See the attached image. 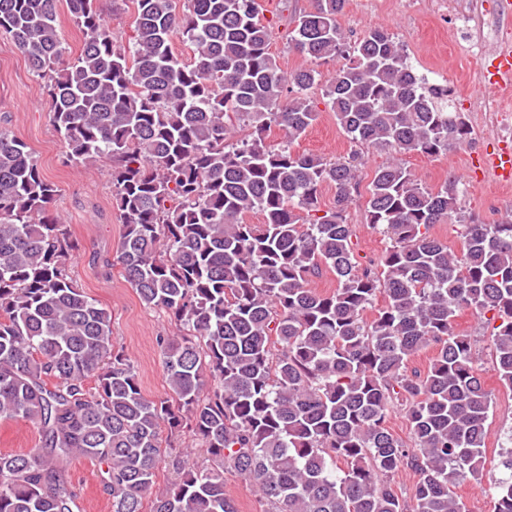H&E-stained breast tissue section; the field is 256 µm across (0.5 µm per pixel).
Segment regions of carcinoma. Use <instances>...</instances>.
I'll return each mask as SVG.
<instances>
[{"mask_svg": "<svg viewBox=\"0 0 512 512\" xmlns=\"http://www.w3.org/2000/svg\"><path fill=\"white\" fill-rule=\"evenodd\" d=\"M58 2L0 0V28L46 80L66 161H112L122 234L106 267L178 334L158 339L168 393L148 399L112 341L111 313L70 273V225L48 217L55 186L0 129V419L39 433L27 454L0 452V512H75L65 466L77 457L100 465L112 512H144L162 462L173 479L150 512H238L226 472L251 483L262 512H466L454 488L484 475L493 401L453 320L464 309L499 320L492 356L512 389V215L467 217L458 181L427 189L401 160L468 139L451 90L419 77L382 29L347 44L346 0H313L297 17L290 43L314 66L289 76L260 0H185L180 13L175 0H132L126 50L95 0H66L85 34L68 63ZM176 37L192 61L175 56ZM339 57L323 79L317 66ZM323 80L350 141L392 154L366 201L368 224L390 241L378 265L356 260L346 223L360 153L291 149L316 119L309 91ZM272 124L287 137L276 147L264 140ZM325 185L335 198L321 214ZM251 212L263 223H247ZM448 221L462 228L458 256L430 234ZM324 269L336 278L329 294L310 285ZM427 347L426 370H408ZM396 404L408 444L386 425ZM188 436L207 464L190 462ZM500 448L495 512H512V432ZM401 468L418 476L409 502L393 483Z\"/></svg>", "mask_w": 512, "mask_h": 512, "instance_id": "carcinoma-1", "label": "carcinoma"}]
</instances>
